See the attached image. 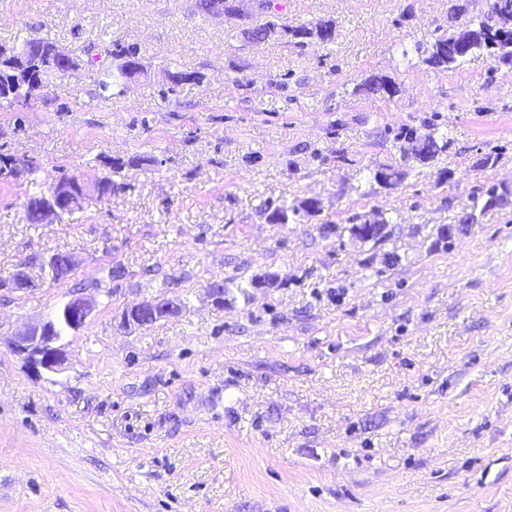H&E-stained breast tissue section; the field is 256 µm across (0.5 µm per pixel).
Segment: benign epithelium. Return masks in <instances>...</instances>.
<instances>
[{
    "label": "benign epithelium",
    "instance_id": "benign-epithelium-1",
    "mask_svg": "<svg viewBox=\"0 0 512 512\" xmlns=\"http://www.w3.org/2000/svg\"><path fill=\"white\" fill-rule=\"evenodd\" d=\"M38 214L40 222L52 224L61 218V210L52 193H47L38 201ZM75 260L68 254L53 253L45 258L43 264L48 267L52 279L56 282L64 281L70 274ZM67 308L86 322L93 311V304L90 300L74 296L68 303ZM179 311L178 306L168 300L154 299L150 302H137L131 304V309L125 314L129 320L139 325L150 322L152 318L171 316ZM8 348L27 361L34 371H56L64 362V351L60 344V338L55 335L47 320L27 323L22 329L12 333L6 338Z\"/></svg>",
    "mask_w": 512,
    "mask_h": 512
}]
</instances>
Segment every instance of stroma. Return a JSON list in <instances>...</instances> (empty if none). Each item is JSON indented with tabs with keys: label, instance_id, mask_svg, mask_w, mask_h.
I'll return each instance as SVG.
<instances>
[{
	"label": "stroma",
	"instance_id": "1",
	"mask_svg": "<svg viewBox=\"0 0 512 512\" xmlns=\"http://www.w3.org/2000/svg\"><path fill=\"white\" fill-rule=\"evenodd\" d=\"M455 5L489 0H271L288 25L334 21L300 46L253 44L262 15L199 0H0V46L46 39L77 63L0 106V157L34 166L0 181V279L34 282L0 288V512H512V208L456 221L512 186V68L422 62ZM118 44L144 71L106 93ZM373 74L396 94L360 92ZM430 121L447 154L376 184L392 131ZM111 159L121 189L27 222L30 196ZM313 196L302 224L263 211ZM378 213L388 238L357 241L350 218ZM54 252L76 261L60 283ZM75 295L95 307L64 365L32 372L4 338ZM162 297L180 312L124 322ZM505 189L506 186L493 184L485 191H480L479 189L478 191L471 193L468 197V201L466 203H462L457 223L462 224L463 222H467V219H470V224H476L478 222V216L481 213L485 214L490 210H502L512 206L508 200L509 195L512 198V188L511 193ZM464 216L466 220H463Z\"/></svg>",
	"mask_w": 512,
	"mask_h": 512
}]
</instances>
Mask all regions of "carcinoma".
Returning <instances> with one entry per match:
<instances>
[{"instance_id": "obj_1", "label": "carcinoma", "mask_w": 512, "mask_h": 512, "mask_svg": "<svg viewBox=\"0 0 512 512\" xmlns=\"http://www.w3.org/2000/svg\"><path fill=\"white\" fill-rule=\"evenodd\" d=\"M335 25L331 20H319L309 26H288L268 19L245 31V37L254 44H261L272 37L290 39L303 43L305 39H316L328 43L334 39ZM56 46L44 39L27 42L19 52L0 48V101L10 105L25 102L29 98V88L36 81L47 87L55 79L69 73L74 62L66 55L55 53ZM486 55L498 65L512 67V0H492L488 13L465 19L452 30L435 37L426 50L424 62L436 68H452L466 63L471 58ZM137 47L128 46L113 53L119 60L117 73L107 72L102 81V89L109 90L119 78H129L140 73ZM361 90L368 95L391 97L397 92L395 84L386 77L375 76L362 84ZM394 140L400 143V162L381 164L373 173V180L386 188L400 185L414 168V164H426L437 160L448 152V137L439 133L431 124L423 132L404 128L397 132ZM80 182L74 176L64 175L48 185L47 190L57 195L62 213L71 211L69 195L78 191ZM512 193L501 185H491L469 195L462 204L458 223L467 218L471 223L478 222V216L494 209H506L512 205L508 197ZM268 214L288 224H300L303 219L320 212V208L310 199L296 203H267ZM388 218L377 216L375 224L365 222L351 226V233H360L364 241L377 243L388 237ZM77 320L66 308L58 309L55 316L57 335L75 330Z\"/></svg>"}]
</instances>
